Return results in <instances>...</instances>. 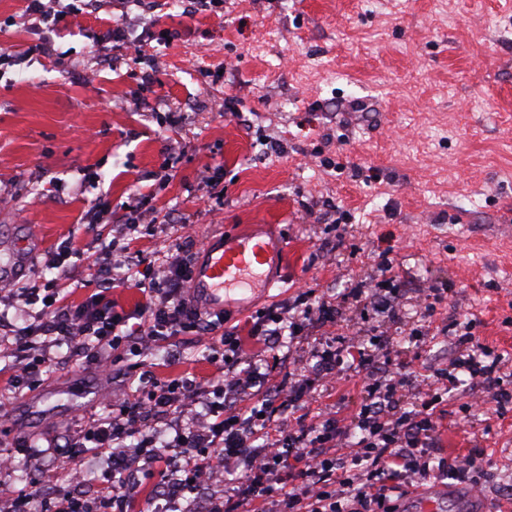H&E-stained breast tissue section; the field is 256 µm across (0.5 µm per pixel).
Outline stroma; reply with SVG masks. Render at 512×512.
Segmentation results:
<instances>
[{
    "label": "stroma",
    "instance_id": "obj_1",
    "mask_svg": "<svg viewBox=\"0 0 512 512\" xmlns=\"http://www.w3.org/2000/svg\"><path fill=\"white\" fill-rule=\"evenodd\" d=\"M26 6L0 0L1 282L74 306L108 254L140 250L150 274L163 255L192 260L198 241L267 224L284 241L285 270L268 296L227 311L239 336L303 285L340 307L338 324L308 327L309 345L351 320L373 339L389 332L430 375L454 354L455 326L471 321L512 359V0H215L195 12L186 0L147 11L94 0L57 22ZM116 26L149 39L145 59L99 46ZM126 223L136 231L119 235ZM360 280L397 293L401 328L346 302ZM432 286L441 298L428 317ZM51 354L57 365L20 386L13 358L0 357V450L13 454L2 501L46 498L35 451L96 480L101 457L45 437L66 435L76 410L110 413L102 394L195 378L199 412L223 379L192 336L166 337L146 358L123 340L108 376L77 343ZM458 377L434 455L480 453L486 482L482 498L442 512H512V404L488 396L464 413L469 375ZM361 388L346 371L340 395L314 390L305 409L349 417Z\"/></svg>",
    "mask_w": 512,
    "mask_h": 512
}]
</instances>
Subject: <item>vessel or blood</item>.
Masks as SVG:
<instances>
[{"instance_id":"obj_1","label":"vessel or blood","mask_w":512,"mask_h":512,"mask_svg":"<svg viewBox=\"0 0 512 512\" xmlns=\"http://www.w3.org/2000/svg\"><path fill=\"white\" fill-rule=\"evenodd\" d=\"M284 250L273 236L262 239L241 232L211 239L193 266L189 288L194 307L215 314L248 306L273 288Z\"/></svg>"}]
</instances>
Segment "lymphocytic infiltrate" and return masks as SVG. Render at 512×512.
Listing matches in <instances>:
<instances>
[{
    "label": "lymphocytic infiltrate",
    "mask_w": 512,
    "mask_h": 512,
    "mask_svg": "<svg viewBox=\"0 0 512 512\" xmlns=\"http://www.w3.org/2000/svg\"><path fill=\"white\" fill-rule=\"evenodd\" d=\"M117 263L128 269L126 287L143 296L134 314L116 311L103 292L76 306L50 299L33 324L0 336V345L7 346L17 361V371L40 375L41 364L27 362L26 352L37 343L55 345L65 339L93 350L103 370H111L113 359L106 349L128 325L144 356L164 336H203L214 352L227 342V335L219 331L223 318L190 306L191 263L171 259L158 266L149 282L137 278L136 256H120ZM297 297L293 314L255 323L251 336L261 338L270 350L288 340L293 356L308 325L335 321V306L323 300L309 304L302 291ZM234 349L235 357L224 362L223 404L187 413L189 403L200 396L199 382L157 380L146 396L113 398L110 414L90 417L77 436L66 438V447L106 458L112 475L101 499L66 495L50 512H99L106 504L112 512H130L128 481L143 462L151 464L161 487L181 497L240 472L246 492L225 490L223 499L210 501L208 512H240L246 503L253 512H384L389 494L430 477L431 450L442 416L439 406L459 384L456 369H464L472 382L490 391L499 383L503 367L502 358L467 331L451 371L421 379L402 350L385 338L367 343L365 330L359 327L344 348L312 349L315 373L297 365L259 390L254 355L239 342ZM344 363L362 374L365 383L366 394L353 417L329 411L319 424L305 425L299 415L303 398L318 384L336 388ZM411 386L418 392L409 409L404 390ZM283 409L288 418H280ZM157 414L175 418V435L165 449L157 447L151 432ZM283 478L288 481L284 487L279 484Z\"/></svg>",
    "instance_id": "obj_1"
}]
</instances>
